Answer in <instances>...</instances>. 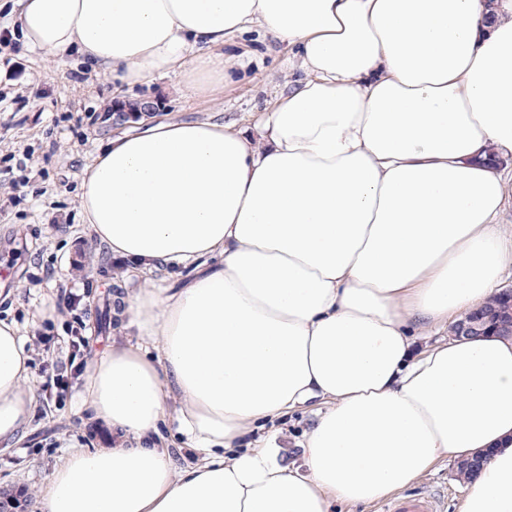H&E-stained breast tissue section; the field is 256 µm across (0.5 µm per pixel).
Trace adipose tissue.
<instances>
[{
	"mask_svg": "<svg viewBox=\"0 0 512 512\" xmlns=\"http://www.w3.org/2000/svg\"><path fill=\"white\" fill-rule=\"evenodd\" d=\"M26 50L135 84L220 75L259 28L308 79L260 139L221 121L145 122L86 165L92 234L182 288L121 296L137 343L112 345L82 406L120 446L78 450L41 512H333L482 453L463 512H512V338L416 349L428 326L499 290L512 265V0H13ZM32 350L0 319V444L36 402ZM204 456L180 470L155 437L169 393ZM319 402L303 466L260 421Z\"/></svg>",
	"mask_w": 512,
	"mask_h": 512,
	"instance_id": "obj_1",
	"label": "adipose tissue"
}]
</instances>
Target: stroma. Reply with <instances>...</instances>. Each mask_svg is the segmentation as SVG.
I'll use <instances>...</instances> for the list:
<instances>
[{"mask_svg":"<svg viewBox=\"0 0 512 512\" xmlns=\"http://www.w3.org/2000/svg\"><path fill=\"white\" fill-rule=\"evenodd\" d=\"M226 77L214 82L203 75L201 91L185 86L181 74H163L128 85L81 67L21 50L0 41V259L15 256L13 267H0V318L20 327L33 349L32 386L37 401L20 442L0 444V492L24 488L26 512H40L38 492L56 465L77 450L109 448L118 439L110 426L81 408L84 375L70 376L63 394L46 391L47 373L69 365H88L115 342H135L133 330L113 325L95 334L93 325L109 287L120 292L154 283L182 287L192 269L162 265L141 275L90 236L80 207L85 166L113 135L106 118L113 99H155L161 115L174 121L224 119L234 128L254 131L261 115L277 98L307 77L288 44L249 30L226 47ZM79 295L75 309L60 307L67 292ZM51 316H44V309ZM81 325L85 345L69 346L72 325ZM51 336L40 342L41 333ZM169 412L160 426V441L171 451L176 468L196 464L201 453L179 433L176 393L167 397ZM315 420L313 408L288 412L273 424L259 423L248 439L277 430L286 464L301 465L300 445ZM437 493L444 512H461L466 486L455 476L454 461L444 459L410 486Z\"/></svg>","mask_w":512,"mask_h":512,"instance_id":"obj_1","label":"stroma"}]
</instances>
